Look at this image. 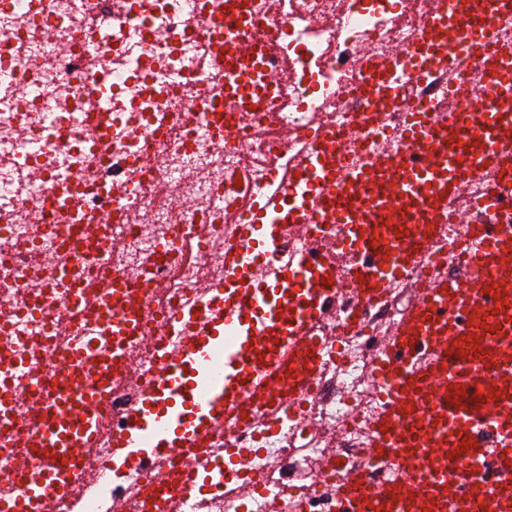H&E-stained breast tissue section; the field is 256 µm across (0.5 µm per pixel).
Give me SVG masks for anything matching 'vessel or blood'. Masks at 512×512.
<instances>
[{
    "instance_id": "vessel-or-blood-1",
    "label": "vessel or blood",
    "mask_w": 512,
    "mask_h": 512,
    "mask_svg": "<svg viewBox=\"0 0 512 512\" xmlns=\"http://www.w3.org/2000/svg\"><path fill=\"white\" fill-rule=\"evenodd\" d=\"M479 14L453 12V37L433 42V26H426L416 44L428 47L425 62L447 57L459 48L476 50L493 37L492 16L512 0H481ZM209 23L235 41V55L248 59L258 52L241 41L230 13L213 15ZM486 70L478 90L463 111L430 121L416 116L405 132L415 156L408 163L381 156L366 170L344 173L333 158H325L326 194L319 204L325 221L342 224L343 247L370 256L353 268L349 280L359 297L371 299L384 292L400 268L421 259L427 236L416 233L421 218L430 224L448 221V200L455 197L456 181L481 175L487 164L512 171V51L485 59ZM464 210L479 217L480 244L467 252L465 273L431 282L388 333L383 376L387 403L377 420L374 446L393 459L409 476L373 486L365 471H347L339 512H512V229L487 222V215L512 209V197L487 194L481 201H462ZM392 223L405 236L369 247L373 228ZM238 284L221 310L191 324L185 331L177 360H162L150 376L140 403L128 417L119 447H134L148 435L152 449L138 461L150 474V491L166 501L184 499L195 484L197 457L205 430H219L225 415L241 416L255 400L273 404L297 402L307 392L321 360V349L309 338L306 318L299 315L296 294L307 292L303 267L321 262L323 250L312 246L301 262L271 268L269 276L280 288V303L273 317L260 320L256 310L265 302L262 289L249 281L257 261L251 231L241 226L226 243ZM128 278L117 274L99 298L103 312H117L111 340L139 334L142 302L129 301ZM253 327H246V320ZM289 329V336L271 344L274 327ZM480 338L481 355L458 357L463 336ZM93 332L74 336L66 362L57 365L59 384L44 405L37 428L24 430L29 453L20 456L16 473L35 465L36 458L65 463L67 478H83L79 458L96 440L106 415L101 382L112 364L98 361ZM222 346V362L214 364L210 349ZM271 346L262 361L252 360L249 349ZM466 396L452 401L454 387ZM499 399H491V392ZM485 394V403L475 401ZM192 404L204 426L189 423L185 404ZM498 439L486 447L484 436ZM468 437L466 452L452 454L461 437ZM175 449L178 469L157 465L154 453Z\"/></svg>"
}]
</instances>
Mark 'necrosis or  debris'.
Returning <instances> with one entry per match:
<instances>
[{"mask_svg":"<svg viewBox=\"0 0 512 512\" xmlns=\"http://www.w3.org/2000/svg\"><path fill=\"white\" fill-rule=\"evenodd\" d=\"M244 2L247 41L266 43L272 29L281 38L260 62L219 71L205 18L224 0H0V366H24L8 378L11 402L0 407V472L24 449L18 429L37 420L49 365L68 352V326L100 324L102 288L112 273H133L132 293L149 320L143 336L122 344L124 362L105 394L112 418L85 463L106 465L127 512H140L146 479L111 445L139 403L134 379L178 347L182 325L203 315L197 301L233 282L224 239L244 223L257 188L283 172L297 183L272 215L270 247L251 271L263 289L270 256H295L288 228L324 189L300 170L308 145H283L279 125L335 126L349 166L365 168L380 153L405 150L412 108L455 112L482 81L473 56L436 66L396 57L424 26L431 0ZM371 71L397 96L361 125L356 95ZM231 83L245 97L231 138L183 121L214 106ZM130 157L136 168L124 167ZM114 205L120 216L102 223ZM473 233L462 218L438 225L428 252L382 301L348 292L312 315L309 333L323 349L313 387L274 411L252 404L250 427L225 417L198 466L211 491L193 487L188 512H336L348 469L387 481L390 466L366 454L383 404V335L424 281L462 275ZM72 286L84 295L80 308H42ZM282 485L287 495L267 496Z\"/></svg>","mask_w":512,"mask_h":512,"instance_id":"4bbe7bcc","label":"necrosis or debris"}]
</instances>
